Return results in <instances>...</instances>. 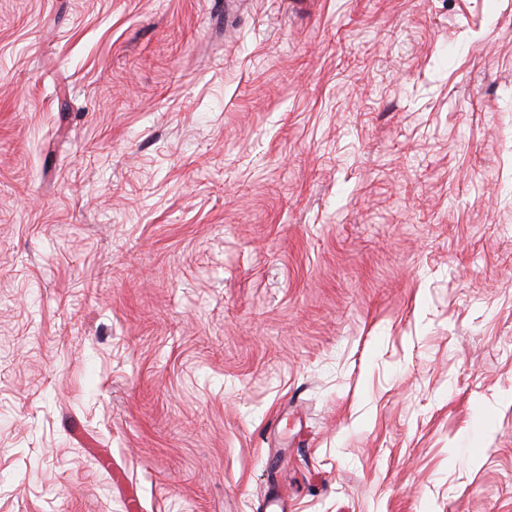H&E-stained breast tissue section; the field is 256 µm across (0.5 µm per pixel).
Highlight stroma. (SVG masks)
Segmentation results:
<instances>
[{"label":"stroma","mask_w":512,"mask_h":512,"mask_svg":"<svg viewBox=\"0 0 512 512\" xmlns=\"http://www.w3.org/2000/svg\"><path fill=\"white\" fill-rule=\"evenodd\" d=\"M512 512V0H0V512Z\"/></svg>","instance_id":"obj_1"}]
</instances>
